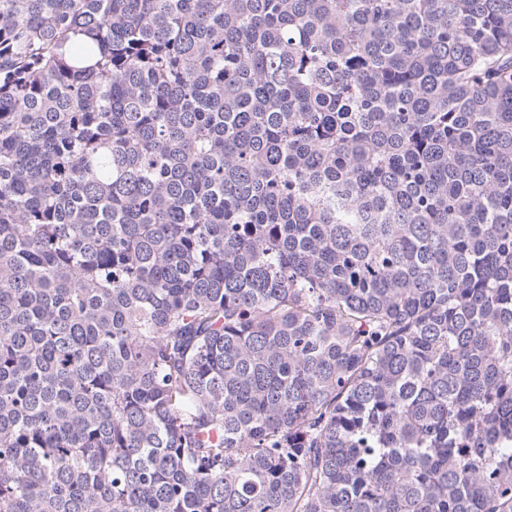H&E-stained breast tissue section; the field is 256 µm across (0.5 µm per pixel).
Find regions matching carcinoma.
<instances>
[{
    "instance_id": "carcinoma-1",
    "label": "carcinoma",
    "mask_w": 512,
    "mask_h": 512,
    "mask_svg": "<svg viewBox=\"0 0 512 512\" xmlns=\"http://www.w3.org/2000/svg\"><path fill=\"white\" fill-rule=\"evenodd\" d=\"M0 512H512V0H0Z\"/></svg>"
}]
</instances>
